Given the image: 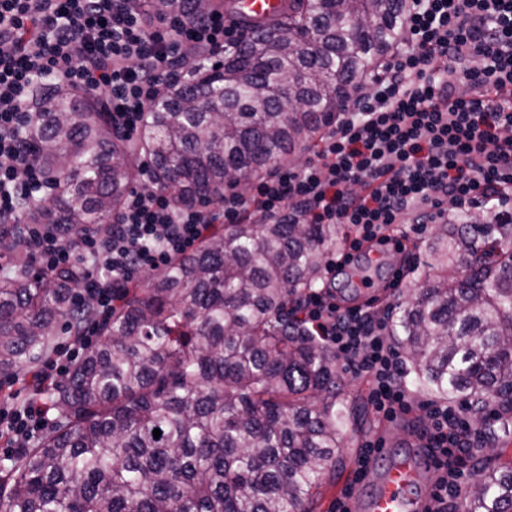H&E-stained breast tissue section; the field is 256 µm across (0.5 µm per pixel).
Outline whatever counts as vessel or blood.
Instances as JSON below:
<instances>
[{
	"mask_svg": "<svg viewBox=\"0 0 512 512\" xmlns=\"http://www.w3.org/2000/svg\"><path fill=\"white\" fill-rule=\"evenodd\" d=\"M286 6L287 0H226L225 19L240 27L277 18ZM433 469V460L426 453L367 469L366 490L353 493L346 506L349 512H414L417 503L427 497Z\"/></svg>",
	"mask_w": 512,
	"mask_h": 512,
	"instance_id": "obj_1",
	"label": "vessel or blood"
}]
</instances>
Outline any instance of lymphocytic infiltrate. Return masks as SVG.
<instances>
[{"label":"lymphocytic infiltrate","instance_id":"obj_1","mask_svg":"<svg viewBox=\"0 0 512 512\" xmlns=\"http://www.w3.org/2000/svg\"><path fill=\"white\" fill-rule=\"evenodd\" d=\"M245 37L217 8L174 21L143 0H0V223L26 224L18 197L54 193L27 127L37 83L58 80L101 98L114 136L131 142L151 101L177 79L173 61L184 46L219 51ZM365 85L347 97L304 163L274 167L243 191L225 187L217 207H174L146 178L104 231L77 236L59 225L29 226L23 248L42 273L93 260L96 271L79 292L93 300V317L66 350L31 372L33 397H0V439L22 449L43 433L46 387L94 345L122 288L192 251L218 225H341L342 241L324 267L335 276L351 252L372 251L400 225L444 224L449 210L470 205L502 214L512 201V0H413L401 39ZM302 311L310 332L369 378L379 416L392 422L411 410L388 323L370 305L339 306L326 284L305 297ZM423 410L420 438L437 475L424 512H447L470 481L478 433L462 408L427 403Z\"/></svg>","mask_w":512,"mask_h":512}]
</instances>
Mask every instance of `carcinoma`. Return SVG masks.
Returning a JSON list of instances; mask_svg holds the SVG:
<instances>
[{
    "mask_svg": "<svg viewBox=\"0 0 512 512\" xmlns=\"http://www.w3.org/2000/svg\"><path fill=\"white\" fill-rule=\"evenodd\" d=\"M409 0H288L247 29L236 56L149 107L129 146L104 104L41 84L28 109L52 206L20 208L75 233L103 230L139 165L176 205L217 200L229 175H262L315 141L335 104L378 67ZM197 16L196 0H152ZM24 226L0 224V379L51 349L91 310L72 294L93 267L34 273ZM337 224H226L127 288L102 343L57 388L51 434L0 471V512H315L346 415L336 354L297 316ZM470 258L466 274L448 271ZM422 285L394 325L416 387L481 414L512 413V217L442 225ZM161 436L154 438V429ZM459 512H512V459L487 464Z\"/></svg>",
    "mask_w": 512,
    "mask_h": 512,
    "instance_id": "1",
    "label": "carcinoma"
}]
</instances>
